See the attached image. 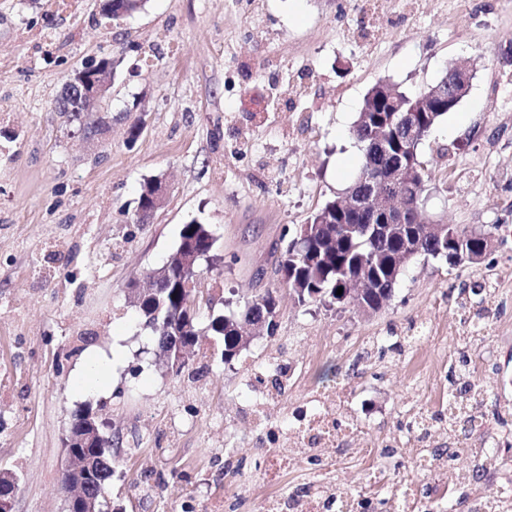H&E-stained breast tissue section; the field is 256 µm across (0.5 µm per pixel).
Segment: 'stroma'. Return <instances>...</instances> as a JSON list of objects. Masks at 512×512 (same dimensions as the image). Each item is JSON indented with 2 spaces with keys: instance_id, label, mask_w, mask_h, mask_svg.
Segmentation results:
<instances>
[{
  "instance_id": "35a3bbf8",
  "label": "stroma",
  "mask_w": 512,
  "mask_h": 512,
  "mask_svg": "<svg viewBox=\"0 0 512 512\" xmlns=\"http://www.w3.org/2000/svg\"><path fill=\"white\" fill-rule=\"evenodd\" d=\"M104 56L120 65L112 130L94 151L51 104L68 73ZM459 61L475 76L420 146L423 209L493 229V250L455 269L414 258L369 316L299 304L279 264L300 225L357 177L366 93L382 80L418 90ZM155 177L166 200L134 223ZM193 220L224 258L202 275L214 305L198 327L270 292L277 329L229 363L202 337L176 375L127 284L164 265ZM269 351L297 366V393L331 365L349 385L377 450L368 463L328 449L347 485L373 465L392 486L413 476L402 416L431 404L440 368L454 395L484 385L490 427L512 428V0H379L375 11L363 0H147L118 20L98 0H0V471L17 479L13 512H64L63 439L86 407L123 437L113 506L205 512L235 489L225 460L256 453L242 391ZM93 359L107 372L86 387ZM455 432L461 452L429 476L446 497L480 445L466 421Z\"/></svg>"
}]
</instances>
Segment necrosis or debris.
Listing matches in <instances>:
<instances>
[{"label":"necrosis or debris","mask_w":512,"mask_h":512,"mask_svg":"<svg viewBox=\"0 0 512 512\" xmlns=\"http://www.w3.org/2000/svg\"><path fill=\"white\" fill-rule=\"evenodd\" d=\"M291 377L287 360L269 354L253 362L246 380L243 407L264 449L255 463L264 490L251 496L253 512H365L369 499L363 489L329 481L319 471L300 492L282 485L287 450L319 456L325 449L345 447L363 460L374 454L365 439L367 422L345 386L317 387L303 402L293 403ZM484 401V391L477 388L464 400L449 399L447 412L439 415L423 407L409 409L405 433L415 457L428 460L437 439L452 436L453 414H479Z\"/></svg>","instance_id":"4bbe7bcc"}]
</instances>
